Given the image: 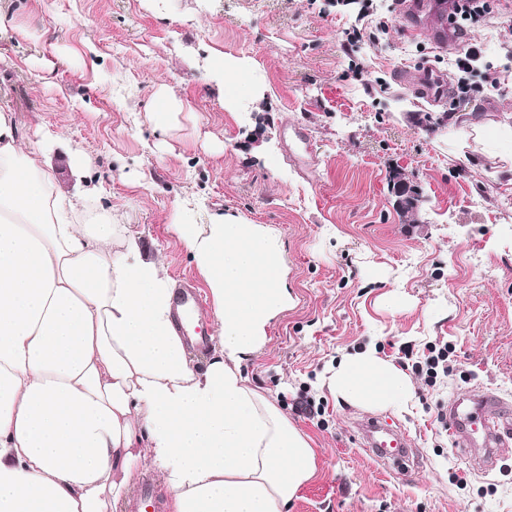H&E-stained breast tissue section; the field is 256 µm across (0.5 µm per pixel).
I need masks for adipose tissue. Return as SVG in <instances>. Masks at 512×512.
I'll return each instance as SVG.
<instances>
[{"label": "adipose tissue", "instance_id": "ef3b65f1", "mask_svg": "<svg viewBox=\"0 0 512 512\" xmlns=\"http://www.w3.org/2000/svg\"><path fill=\"white\" fill-rule=\"evenodd\" d=\"M170 228L211 296L201 366L162 258L64 191L0 106V512H118L148 465L171 512H287L316 475L310 437L241 371L291 300L280 236L221 213ZM323 385L361 408L414 397L371 344Z\"/></svg>", "mask_w": 512, "mask_h": 512}]
</instances>
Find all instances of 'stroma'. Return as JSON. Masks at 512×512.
I'll return each instance as SVG.
<instances>
[{"mask_svg":"<svg viewBox=\"0 0 512 512\" xmlns=\"http://www.w3.org/2000/svg\"><path fill=\"white\" fill-rule=\"evenodd\" d=\"M395 0H0L12 18L0 31V100L15 112L23 143L57 135L47 160L74 193L98 187L167 276L202 286L170 231L175 209L190 224L214 213L261 224L284 244L293 302L268 328L242 372L309 435L316 476L288 512H512V438L487 474L473 472L441 433L437 414L484 386L512 401V186L495 178L504 142L475 158L453 155L448 104L410 88L422 64L457 77L453 50L427 32L404 33ZM385 22L379 42L348 54L346 34ZM500 18L469 27L500 85L457 111L485 120L512 113V61ZM249 66L248 86L222 106L208 56ZM182 101L181 127L154 133L147 114L161 88ZM91 164L74 170L68 151ZM422 202L402 217L395 174ZM454 348V371L428 386L415 377L408 410L368 411L317 386L344 354L374 343L397 362L402 349ZM322 415L296 409L301 391ZM375 415L404 431L418 463L402 474L373 461L352 434Z\"/></svg>","mask_w":512,"mask_h":512,"instance_id":"35a3bbf8","label":"stroma"}]
</instances>
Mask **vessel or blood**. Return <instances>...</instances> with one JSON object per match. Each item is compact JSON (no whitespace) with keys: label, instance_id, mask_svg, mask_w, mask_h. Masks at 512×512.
I'll list each match as a JSON object with an SVG mask.
<instances>
[{"label":"vessel or blood","instance_id":"obj_1","mask_svg":"<svg viewBox=\"0 0 512 512\" xmlns=\"http://www.w3.org/2000/svg\"><path fill=\"white\" fill-rule=\"evenodd\" d=\"M427 8L432 9L435 16L432 41L437 47H446L455 37L448 20L452 11L450 0H437L433 5L428 0H404L399 18L411 33H419L418 19ZM201 301L200 292L193 288L179 289L175 301L179 333L187 346L199 349L206 347L207 339L191 335L189 322ZM445 415L449 438L468 442L465 454L473 470L489 473L496 465V448L512 434V412L503 400L493 391L478 387L466 397L454 400ZM358 441L376 460L399 471H408L413 450L405 433L382 427L378 419L370 418L359 426ZM125 509L126 512H160L156 489L149 479H142Z\"/></svg>","mask_w":512,"mask_h":512}]
</instances>
